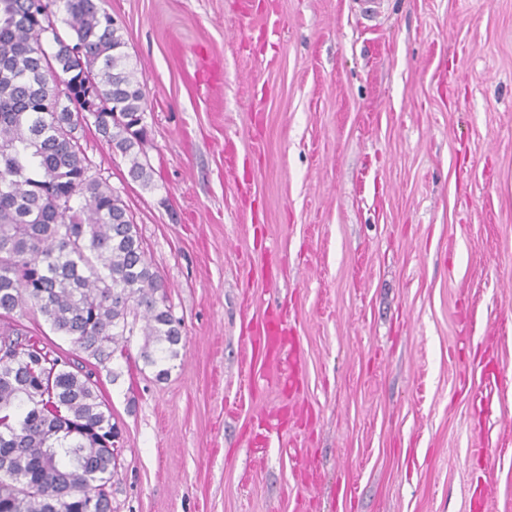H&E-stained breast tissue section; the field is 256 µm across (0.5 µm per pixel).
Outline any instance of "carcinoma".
Returning <instances> with one entry per match:
<instances>
[{"mask_svg":"<svg viewBox=\"0 0 512 512\" xmlns=\"http://www.w3.org/2000/svg\"><path fill=\"white\" fill-rule=\"evenodd\" d=\"M90 88L107 103L96 128L150 180L136 150L146 94L112 16L97 0H0V315L38 314L101 365L137 329L163 379L180 321L120 194L91 173L78 133ZM117 435L92 370L0 327V512H112Z\"/></svg>","mask_w":512,"mask_h":512,"instance_id":"cac0c4a2","label":"carcinoma"}]
</instances>
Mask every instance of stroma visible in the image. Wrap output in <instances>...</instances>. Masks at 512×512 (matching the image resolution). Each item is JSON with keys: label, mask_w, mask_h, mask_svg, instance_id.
<instances>
[{"label": "stroma", "mask_w": 512, "mask_h": 512, "mask_svg": "<svg viewBox=\"0 0 512 512\" xmlns=\"http://www.w3.org/2000/svg\"><path fill=\"white\" fill-rule=\"evenodd\" d=\"M99 5L150 183L82 143L185 344L164 381L138 334L97 368L112 512H512V0Z\"/></svg>", "instance_id": "1"}]
</instances>
